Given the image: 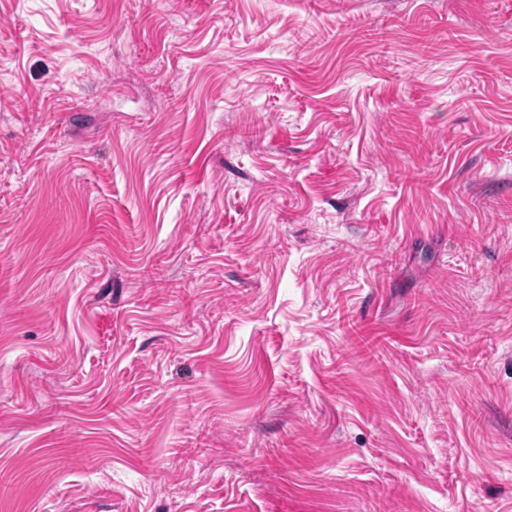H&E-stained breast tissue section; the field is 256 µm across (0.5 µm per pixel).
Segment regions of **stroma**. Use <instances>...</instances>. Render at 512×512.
Returning a JSON list of instances; mask_svg holds the SVG:
<instances>
[{
    "mask_svg": "<svg viewBox=\"0 0 512 512\" xmlns=\"http://www.w3.org/2000/svg\"><path fill=\"white\" fill-rule=\"evenodd\" d=\"M0 512H512V0H0Z\"/></svg>",
    "mask_w": 512,
    "mask_h": 512,
    "instance_id": "obj_1",
    "label": "stroma"
}]
</instances>
